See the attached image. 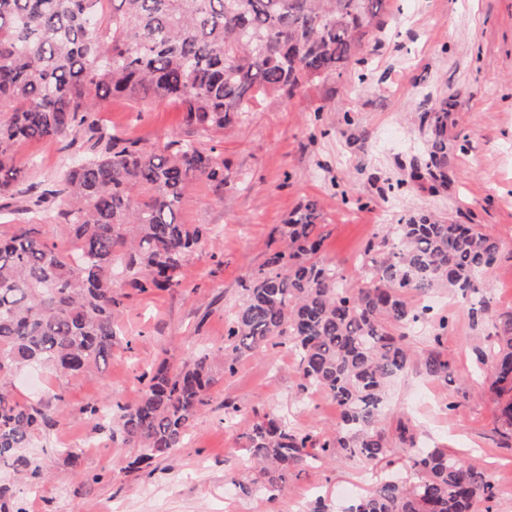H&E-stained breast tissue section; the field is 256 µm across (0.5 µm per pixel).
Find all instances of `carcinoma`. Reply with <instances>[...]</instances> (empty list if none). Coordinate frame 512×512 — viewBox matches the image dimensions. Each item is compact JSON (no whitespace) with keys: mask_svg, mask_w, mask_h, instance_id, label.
Returning <instances> with one entry per match:
<instances>
[{"mask_svg":"<svg viewBox=\"0 0 512 512\" xmlns=\"http://www.w3.org/2000/svg\"><path fill=\"white\" fill-rule=\"evenodd\" d=\"M389 0H0V195L25 177L15 147L96 132L95 112L113 96L180 104L188 123L224 131L231 117L263 100L363 62L382 29ZM430 148L411 180L448 185V113L423 112ZM222 185L224 161L178 136L164 145L108 141L77 156L59 188L31 206L60 199L73 249L44 237L39 224H16L0 237V378L33 368L81 375L112 354L123 305L117 281L139 291L182 284L183 268L204 228L182 222L188 188ZM317 205L309 201L279 228L283 245L249 275L245 297L225 334L224 371L269 346L287 345L298 361V393L320 391L340 410L334 433L297 431L271 411L253 422L245 448L260 467L258 483L275 499L317 445L336 461L376 465L389 438L380 427L388 383L414 354L405 340L435 317L412 294L447 288L477 298L488 312L484 273L502 243L480 224L419 214L391 224L361 254L369 277L346 286L320 256ZM494 341L476 347L499 405L501 436L512 439V315L493 324ZM425 372L448 386L451 363L435 352ZM213 384L207 358L160 366L134 404L107 415L89 406L95 427L136 449L137 470L184 446ZM58 424L49 401L22 402L0 383V468L44 476L28 452ZM401 460L414 479L388 475L341 512H473L497 498L495 484L470 460L422 446L403 421L395 428Z\"/></svg>","mask_w":512,"mask_h":512,"instance_id":"obj_1","label":"carcinoma"}]
</instances>
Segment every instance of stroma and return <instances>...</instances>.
I'll return each instance as SVG.
<instances>
[{"instance_id": "obj_1", "label": "stroma", "mask_w": 512, "mask_h": 512, "mask_svg": "<svg viewBox=\"0 0 512 512\" xmlns=\"http://www.w3.org/2000/svg\"><path fill=\"white\" fill-rule=\"evenodd\" d=\"M422 112L448 115L444 189L409 181L429 147L430 133L417 119ZM96 119L118 141L160 145L175 133L214 148L227 181L192 186L183 215L214 234L188 260L181 287L125 289L121 332L99 373L14 376L19 400L59 394L63 416L34 447L48 479L31 486L4 468L0 484L13 486L27 512H313L319 504L339 512L342 491L366 493L382 468L313 460L270 501L250 490L254 470L243 448L251 423L271 410L298 430L331 435L339 421L335 402L298 395L297 363L287 347L244 359L231 376L217 354L248 275L281 245L278 225L309 201L322 216V257L352 286L366 276L359 254L401 218L426 212L485 225L503 244L486 272V300L492 316L512 314V0H391L361 64L235 117L220 133L187 125L179 105L158 98L107 99ZM95 143L84 132L72 143L19 146L16 163L29 172L0 198V232L36 222L50 241L67 246L59 225L27 208ZM413 301L447 317L448 334L434 342L425 323L410 346L421 355L440 353L453 371L443 387L411 364L390 387L382 426L392 430L398 416H407L420 443L477 459L501 490L493 512H512V442L499 434L498 404L474 352L493 332L490 319L474 318L473 300L444 288ZM202 355L212 359L214 383L184 447L147 469L127 470L131 449L97 430L83 407L94 403L105 412L115 401L137 402L146 374ZM228 400L236 413H225ZM74 444L84 456L71 475L63 451Z\"/></svg>"}]
</instances>
